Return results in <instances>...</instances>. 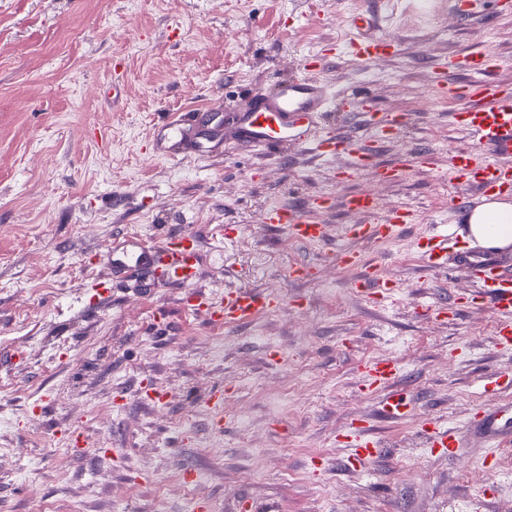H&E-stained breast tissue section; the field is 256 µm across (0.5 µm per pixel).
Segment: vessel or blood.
<instances>
[{
    "label": "vessel or blood",
    "instance_id": "obj_1",
    "mask_svg": "<svg viewBox=\"0 0 512 512\" xmlns=\"http://www.w3.org/2000/svg\"><path fill=\"white\" fill-rule=\"evenodd\" d=\"M460 65L471 78L452 88L451 93L467 99L469 106L453 113L452 118L465 132L467 143L449 153L448 179L456 189L455 209L462 213L475 197L512 192V92L489 79L498 66L494 55L475 49L464 56ZM332 100L329 85L316 74L283 78L249 95L246 108L235 115L232 134H225L220 113L208 109L180 112L159 120L150 141L151 151L174 158L188 153L217 154L230 141L268 150L289 143L311 150L321 159L343 157L345 163L337 172L341 180L368 167L385 180L402 176L404 163L378 160L362 142H377L392 135L403 126L404 115L383 112L369 102H361L359 110L368 132L367 138L362 139L326 125ZM335 209L359 216V223L345 227L346 237L355 241H389L414 221L412 212L404 208L391 210L386 219H377V203L368 192H351L336 198L318 196L300 208L273 207L267 211L265 221L286 228L292 240L320 243L328 237V227L321 216ZM419 245L429 269L441 270L454 263L471 272L479 296L500 317V348L512 351V262L473 253L457 236L436 228L422 236ZM199 251L197 237L186 230L153 245L130 237L109 248L108 266L115 277L151 267L165 283L191 288L200 277ZM336 263L341 269L355 272V293L378 299L397 288L396 282L367 265L357 250L337 249ZM278 305L275 295L236 288L226 291L219 301L207 303L206 309L213 322L232 328ZM399 373V366L390 359H377L363 367L360 390L366 396H378L379 413L386 419L408 418L417 410L414 398L395 386ZM421 433L427 447L451 458L459 454L466 437L472 435L490 442L503 438L512 441V405L489 402L476 408L463 427L450 428L428 421L422 423ZM345 440L354 448L350 463L360 471L368 469L383 452L382 444L371 434L369 422L363 419L351 421Z\"/></svg>",
    "mask_w": 512,
    "mask_h": 512
}]
</instances>
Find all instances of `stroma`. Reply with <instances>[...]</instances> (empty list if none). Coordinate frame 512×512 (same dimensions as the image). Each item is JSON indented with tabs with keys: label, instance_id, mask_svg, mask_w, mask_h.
Masks as SVG:
<instances>
[{
	"label": "stroma",
	"instance_id": "obj_1",
	"mask_svg": "<svg viewBox=\"0 0 512 512\" xmlns=\"http://www.w3.org/2000/svg\"><path fill=\"white\" fill-rule=\"evenodd\" d=\"M358 16L375 22L354 28ZM356 35L390 54L355 57ZM475 40L512 87V0L473 16L464 0H0V512H153L159 501L240 512L247 499L264 512H470L484 484L486 512H512V446L490 466L477 436L441 456L417 420L379 419L359 391L363 365L388 357L403 367L397 387L439 424L512 402V388L489 390L512 374L497 313L464 267L430 270L417 247L430 224L468 234L448 182V155L466 141L450 115L464 102L439 95L434 76L466 80L457 60ZM314 59L336 99L328 125L362 127L353 97L408 113L380 146L383 160L410 161L401 181L369 170L338 181L333 162L294 145L151 155L158 120L233 112ZM351 190L416 215L358 246L399 285L381 300L355 295L353 273L325 260L356 216L324 214L330 236L317 244L263 221L271 207ZM184 229L200 242L197 291H269L279 308L227 330L175 286L118 287L89 305L91 280L110 275L108 244ZM297 264L315 278L293 281ZM444 302L462 304L455 320L429 315ZM216 389L227 392L220 430L204 402ZM354 418L385 446L364 472L341 438Z\"/></svg>",
	"mask_w": 512,
	"mask_h": 512
}]
</instances>
